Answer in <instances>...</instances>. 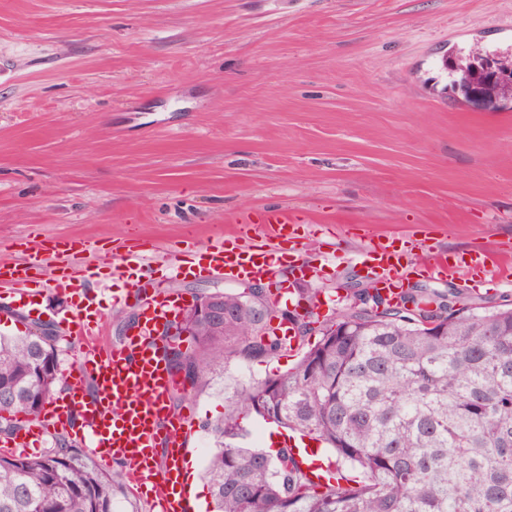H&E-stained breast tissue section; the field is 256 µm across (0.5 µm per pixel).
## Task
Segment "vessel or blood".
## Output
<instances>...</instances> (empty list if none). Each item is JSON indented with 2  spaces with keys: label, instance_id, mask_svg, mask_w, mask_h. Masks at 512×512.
Instances as JSON below:
<instances>
[{
  "label": "vessel or blood",
  "instance_id": "1",
  "mask_svg": "<svg viewBox=\"0 0 512 512\" xmlns=\"http://www.w3.org/2000/svg\"><path fill=\"white\" fill-rule=\"evenodd\" d=\"M258 222L259 231L235 225L223 239L199 249L189 246L171 251L151 243L120 252L74 238L63 241L61 253L56 254L46 252L42 242L28 240L22 246V259L0 260V288L21 298L35 295L40 287L70 297L72 315L60 336L85 346L74 373L66 379V394L52 400L46 413L24 433L8 440V448L27 451L39 446L44 436L76 432L102 462H125L129 485L146 492L152 512H197L186 490V418L168 404L179 382L165 363V341L157 334L160 321L174 313L177 304L149 293L145 283H133L117 301L138 305V324L120 345L106 348L98 340L103 314L87 284L103 269L125 272L156 265L179 275L201 272L232 280L272 278L281 263L284 243L300 242L302 225L284 210L265 212ZM355 264L365 278L395 298L414 266L465 283L485 279L496 267L512 269V250L477 244L451 260L422 239L400 244L392 236L369 235Z\"/></svg>",
  "mask_w": 512,
  "mask_h": 512
}]
</instances>
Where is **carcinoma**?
Returning <instances> with one entry per match:
<instances>
[{
    "label": "carcinoma",
    "instance_id": "cac0c4a2",
    "mask_svg": "<svg viewBox=\"0 0 512 512\" xmlns=\"http://www.w3.org/2000/svg\"><path fill=\"white\" fill-rule=\"evenodd\" d=\"M464 94L504 97L483 68H459ZM224 320L192 315L193 349L168 338L192 389L224 377L230 359L286 349L260 288L222 290ZM318 329L294 367L225 397L204 478L212 512H512V300L484 305L416 287L400 301L370 285ZM54 336L35 323L0 335V441L36 422L60 388ZM252 414L322 445L335 472L318 478L291 449L239 446ZM39 456L0 453V512H115L123 461L104 471L65 435Z\"/></svg>",
    "mask_w": 512,
    "mask_h": 512
}]
</instances>
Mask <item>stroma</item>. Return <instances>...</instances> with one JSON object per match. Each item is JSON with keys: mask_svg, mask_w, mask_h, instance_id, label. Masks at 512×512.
I'll use <instances>...</instances> for the list:
<instances>
[{"mask_svg": "<svg viewBox=\"0 0 512 512\" xmlns=\"http://www.w3.org/2000/svg\"><path fill=\"white\" fill-rule=\"evenodd\" d=\"M512 55V0H0V257L23 239L99 246H204L240 217L285 210L336 236H309L316 275L284 264L303 315L311 291L332 317L357 280L365 235L430 236L448 257L512 245V102L464 98L468 56ZM192 302L224 279L156 271ZM98 289L105 346L137 312ZM413 284L496 303L512 281ZM230 360L190 393L186 449L202 482L224 396L287 371L306 348Z\"/></svg>", "mask_w": 512, "mask_h": 512, "instance_id": "stroma-1", "label": "stroma"}]
</instances>
